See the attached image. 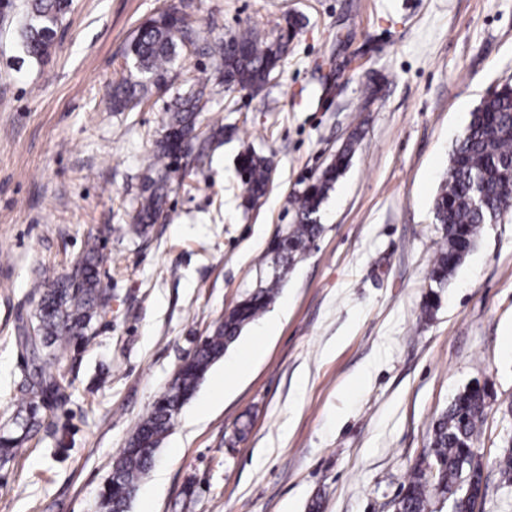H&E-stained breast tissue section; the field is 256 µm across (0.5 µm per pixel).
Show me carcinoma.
<instances>
[{"label": "carcinoma", "instance_id": "carcinoma-1", "mask_svg": "<svg viewBox=\"0 0 512 512\" xmlns=\"http://www.w3.org/2000/svg\"><path fill=\"white\" fill-rule=\"evenodd\" d=\"M71 0H30L19 32L26 58L45 64L55 47L59 28ZM299 26L296 18L277 38L246 31L229 42L215 39L214 73L227 91L261 89L283 60ZM196 30L189 15L172 6L145 21L128 42L126 57L134 73L112 91V109L131 110L152 94L170 85L173 63L194 44ZM211 77L197 76L191 89L177 95L168 108L169 120L163 136L146 164L142 192L129 223L119 227L125 234L141 237L157 223L171 187V174L178 170L182 153L192 151L198 118L211 102ZM359 141L354 132L330 163L295 200L296 220L275 237L269 247L276 266L271 278L239 301L224 320L204 338L178 371L165 393L139 423L128 446L112 464L103 486L100 512H128L139 479L152 468L157 451L173 428L180 412L209 369L238 339L243 329L257 319L276 299L288 269L301 260L320 236V210L324 200L347 169ZM244 204L263 198L272 182L269 158L247 150L239 158ZM512 168V77L500 82L470 113V120L452 149L448 181L433 205L434 223L441 226L442 241L428 279L432 291L422 313L429 315L439 304L436 289L443 288L475 247L487 224H495L512 202V185L503 174ZM99 248L88 245L73 272L56 281L37 284L41 301L35 324L18 329L16 343L25 353L26 374L12 415L13 430L0 436V458L9 460L40 424L41 410L61 396V374L54 369L58 355L46 350L57 346L63 352L75 340L88 339L87 331L97 309L107 296L101 287ZM489 409L488 394L479 384L460 391L431 426L429 458L436 471L427 479L422 466L415 467L407 485L394 503L395 512H429L430 499L448 500V492L461 483L480 487L482 475L475 462L474 443ZM496 466L501 480L512 484V449L503 453Z\"/></svg>", "mask_w": 512, "mask_h": 512}]
</instances>
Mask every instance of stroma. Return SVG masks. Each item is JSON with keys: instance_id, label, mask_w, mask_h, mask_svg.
<instances>
[{"instance_id": "1", "label": "stroma", "mask_w": 512, "mask_h": 512, "mask_svg": "<svg viewBox=\"0 0 512 512\" xmlns=\"http://www.w3.org/2000/svg\"><path fill=\"white\" fill-rule=\"evenodd\" d=\"M27 0H0V427L24 380L15 336L36 283L70 274L87 239L109 298L60 359L61 400L9 461L0 512H99L112 463L177 368L271 272L293 196L351 133L360 141L321 206L323 232L261 316L265 353L230 391L219 377L246 326L200 382L138 483L128 512H393L428 451L431 422L488 381L476 442L478 512H512L496 461L512 444V211L485 225L431 316L441 243L432 207L469 114L512 76V0H185L201 31L167 91L112 109L128 41L175 0H72L47 64L22 60ZM302 26L257 96L214 86L200 131L224 136L182 159L158 224L120 235L188 73L214 37L276 38ZM271 156L267 195L245 208V148ZM250 413L245 440L234 437Z\"/></svg>"}]
</instances>
